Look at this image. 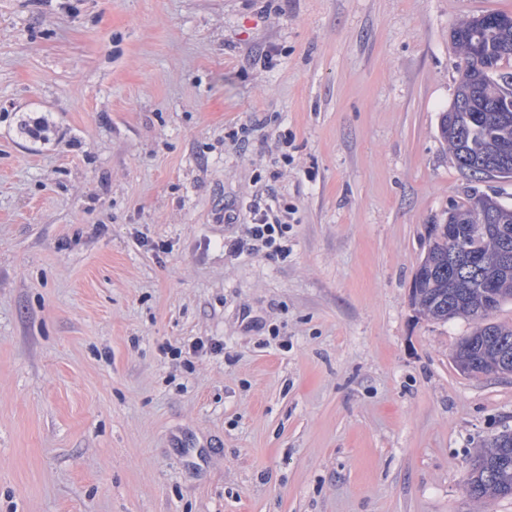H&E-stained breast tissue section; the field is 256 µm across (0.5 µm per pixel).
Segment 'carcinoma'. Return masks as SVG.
I'll list each match as a JSON object with an SVG mask.
<instances>
[{"label": "carcinoma", "mask_w": 512, "mask_h": 512, "mask_svg": "<svg viewBox=\"0 0 512 512\" xmlns=\"http://www.w3.org/2000/svg\"><path fill=\"white\" fill-rule=\"evenodd\" d=\"M452 38L463 59L468 61V66L460 72L465 103L442 116L440 135L449 144L457 167L463 173L491 176L494 171L492 147L501 142L512 148V124L502 126L496 121H485L481 116L493 102L491 93L495 83L491 78L512 85V71H507L512 64V26L493 35L479 36L469 20L453 29ZM479 199L480 196L475 195L465 204L453 205L461 220L455 225V248L460 251L459 273L448 275V222L445 220L432 225L429 261L417 266L414 273L420 289L414 305L433 320L446 322L443 312L450 304L462 306L464 317L476 320L473 330L455 350L470 360L473 375L487 374V360L500 352L512 356V327L492 324L490 316L481 312L483 293L492 281L499 288L501 301L512 298V264L498 267L499 240L485 235L479 225L464 222ZM472 252L483 257L482 265L466 264V256ZM464 489L473 499H484L491 490L498 498L512 497L511 430L503 431L499 442L474 459Z\"/></svg>", "instance_id": "carcinoma-1"}]
</instances>
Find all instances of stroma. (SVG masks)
Here are the masks:
<instances>
[{"instance_id":"1","label":"stroma","mask_w":512,"mask_h":512,"mask_svg":"<svg viewBox=\"0 0 512 512\" xmlns=\"http://www.w3.org/2000/svg\"><path fill=\"white\" fill-rule=\"evenodd\" d=\"M487 12L0 0V512H512L463 489L512 375L410 302L450 203L512 206L439 135ZM252 224L249 229L252 239L261 242L265 248H272V254H281L280 242L288 232V224L282 222L279 216L273 215L272 208L265 210L253 209Z\"/></svg>"}]
</instances>
